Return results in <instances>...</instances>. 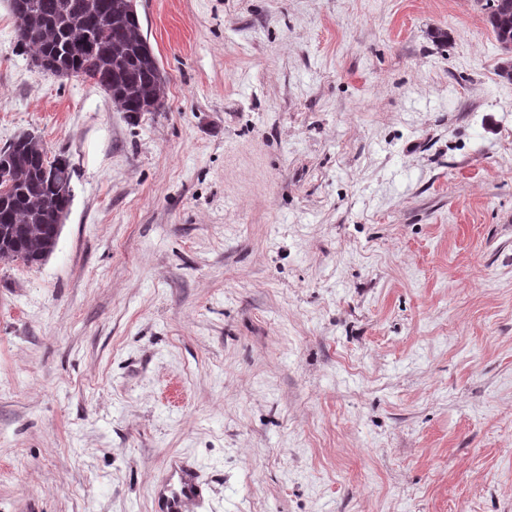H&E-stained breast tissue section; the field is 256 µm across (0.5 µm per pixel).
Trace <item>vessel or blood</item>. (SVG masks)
I'll list each match as a JSON object with an SVG mask.
<instances>
[{"mask_svg": "<svg viewBox=\"0 0 512 512\" xmlns=\"http://www.w3.org/2000/svg\"><path fill=\"white\" fill-rule=\"evenodd\" d=\"M206 496L205 483L197 467L183 458H172L158 491V512H194Z\"/></svg>", "mask_w": 512, "mask_h": 512, "instance_id": "obj_1", "label": "vessel or blood"}]
</instances>
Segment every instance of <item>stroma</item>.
I'll return each mask as SVG.
<instances>
[{
	"mask_svg": "<svg viewBox=\"0 0 512 512\" xmlns=\"http://www.w3.org/2000/svg\"><path fill=\"white\" fill-rule=\"evenodd\" d=\"M117 111L14 46L0 147L73 168L0 261V512H512V81L479 0H136ZM205 496V483L197 467L186 459L172 458L158 491V512L191 511L203 505Z\"/></svg>",
	"mask_w": 512,
	"mask_h": 512,
	"instance_id": "stroma-1",
	"label": "stroma"
}]
</instances>
